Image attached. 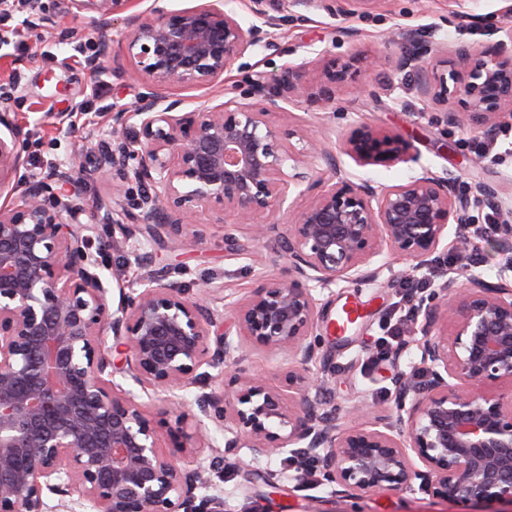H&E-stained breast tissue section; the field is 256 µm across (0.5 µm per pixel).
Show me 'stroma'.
I'll return each mask as SVG.
<instances>
[{
  "label": "stroma",
  "instance_id": "stroma-1",
  "mask_svg": "<svg viewBox=\"0 0 512 512\" xmlns=\"http://www.w3.org/2000/svg\"><path fill=\"white\" fill-rule=\"evenodd\" d=\"M503 0H381L375 8L345 19L313 16L308 22H291L273 27V48L258 47L245 53L213 87L198 90L170 89L174 98L187 101L189 108L203 102L220 103L237 97L240 87L257 74L271 77L289 62L320 57L349 62L353 75L337 84V109L310 106L318 85L307 87L298 102L288 105L276 121L289 129L291 148H301L305 139L315 138L336 150V162L352 182L371 179L392 185L408 182L423 172H452L461 186L477 182L512 195V126L496 137L494 155L473 166L477 154L474 133L464 126L437 123V107L415 100L409 92L408 74L395 71L391 60L402 46L384 44L388 33L415 31L421 39L441 42L448 49L470 46L480 53L501 39ZM6 28L16 29L24 49L0 45V85L9 83L12 72L21 81L7 106L15 119L29 131L28 171L42 175L64 162L78 159L86 168L96 162L100 138L111 128L113 104L134 102L138 81L131 70L103 69L91 73L75 63V48L93 37L90 20L68 13L63 0H38L29 15H15ZM100 81L99 99L89 95L91 81ZM390 91H383V84ZM364 125L396 133L408 146L409 161L389 166H362L341 153L345 138ZM195 247L173 250L150 245V265H138L127 254L119 231L103 224L99 234L108 247L102 255L110 299H117L119 285L138 283L150 269L168 267L167 283L195 292L200 280L214 276L224 284L225 293L244 298L264 284L266 275L288 274V263L273 250L261 248L256 259H234L224 249V230L217 224H198ZM381 273L375 283L356 286L344 281L327 288H314L319 315L318 332L322 354L328 361L332 401L346 407L364 401L376 407L390 406L394 373L411 374L419 369V352L409 346L400 360L377 358V340L393 314L398 290L408 268L407 260L382 250L374 259ZM349 302L359 303L361 317L343 335H334L331 324ZM246 367L266 373L270 386L288 389V362L283 354L249 347L244 351ZM240 454L249 471L228 470L221 485L228 512H310L314 500H322L330 512H466V504L445 503L420 492L385 489L358 500L334 496L332 485L321 474H313L305 487L295 488L294 470L286 453L252 457L248 449ZM274 473L278 488L266 486L264 477Z\"/></svg>",
  "mask_w": 512,
  "mask_h": 512
}]
</instances>
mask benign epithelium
I'll list each match as a JSON object with an SVG mask.
<instances>
[{
	"label": "benign epithelium",
	"instance_id": "7a95c632",
	"mask_svg": "<svg viewBox=\"0 0 512 512\" xmlns=\"http://www.w3.org/2000/svg\"><path fill=\"white\" fill-rule=\"evenodd\" d=\"M67 2L77 14H93L102 50L88 68L127 67L141 87L132 104L112 113L118 142H102L90 173L146 184L151 193L137 214L113 199L112 213L121 219L107 215L103 223L120 231L139 262L146 242L194 246L189 227L207 211L224 225L232 256L251 258L266 239L278 241L290 277L228 303L210 278L190 296L163 283L166 271L159 269L142 288L119 287L111 305L109 288L91 272L106 244L97 224L81 220L83 201L68 189L90 173L73 162L45 177L20 175L28 132L0 109V512H47L48 493L77 496L84 512H224V489L207 474L221 478L244 467L243 448L255 458L288 450L298 488L312 461L342 497L417 489L478 505L476 512L512 505V283L469 276L459 286L472 262L473 207L498 210L502 223L492 240L504 268H512L508 203L484 184L460 191L447 172L403 184H350L325 146L290 151L289 133L273 115L309 85L345 81L347 63L332 60L319 71L288 63L272 79L253 82L241 99L188 115L183 100L167 95L172 87L209 86L246 52L272 46L269 28L292 9L334 19L380 0H248L253 21L246 27L226 0L175 10L153 0L141 11L134 10L138 0ZM119 13L126 32L113 53L106 31ZM501 29L504 38L479 58L467 45L456 48L447 79L426 62L441 52L439 43L413 31L402 34L408 48L392 65L416 76L423 100L465 97L468 128L491 138L512 125V25ZM131 119L138 137L127 143L119 133ZM342 149L369 165L403 160L406 146L393 133L363 126ZM310 182L322 190L289 223L267 221ZM228 214L231 224L224 223ZM241 224L252 226L244 242L236 236ZM450 232L456 261L410 312L422 375L394 380L388 413L367 424L371 408L354 404L346 415L356 425H340L336 408L321 400L329 382L309 283L376 281L372 260L383 243L415 272ZM214 302L225 303L235 333L215 317ZM245 343L288 355L291 394L241 365ZM204 366L231 375L235 389L187 403L176 392L209 376ZM116 371L169 397L152 414L113 381ZM214 431L224 433V453L209 455Z\"/></svg>",
	"mask_w": 512,
	"mask_h": 512
}]
</instances>
